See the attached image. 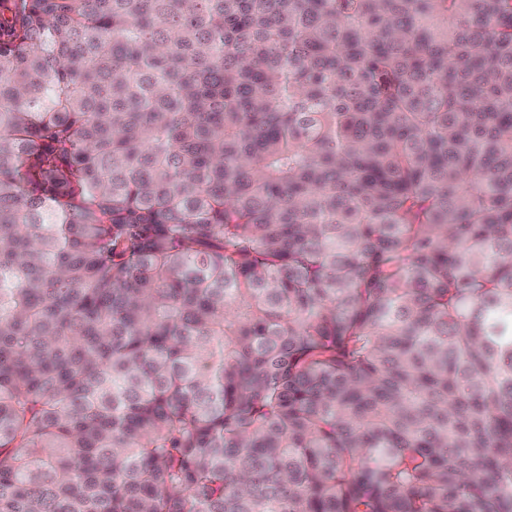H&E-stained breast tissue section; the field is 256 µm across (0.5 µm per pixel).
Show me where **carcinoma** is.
<instances>
[{
  "label": "carcinoma",
  "instance_id": "obj_1",
  "mask_svg": "<svg viewBox=\"0 0 512 512\" xmlns=\"http://www.w3.org/2000/svg\"><path fill=\"white\" fill-rule=\"evenodd\" d=\"M0 512H512V0H0Z\"/></svg>",
  "mask_w": 512,
  "mask_h": 512
}]
</instances>
